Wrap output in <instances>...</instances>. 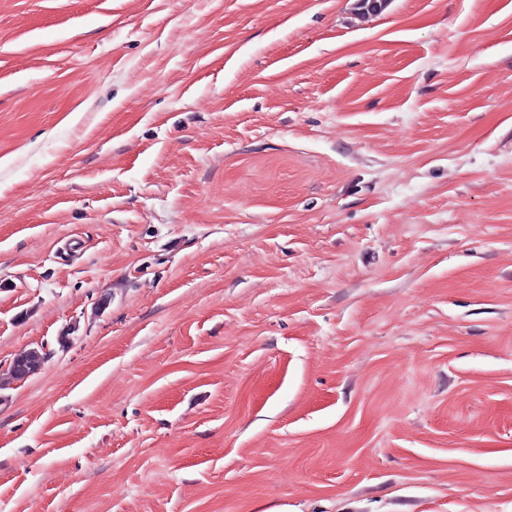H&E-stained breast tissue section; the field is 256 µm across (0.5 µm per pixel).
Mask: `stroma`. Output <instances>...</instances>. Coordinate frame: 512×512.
<instances>
[{
    "mask_svg": "<svg viewBox=\"0 0 512 512\" xmlns=\"http://www.w3.org/2000/svg\"><path fill=\"white\" fill-rule=\"evenodd\" d=\"M0 512H512V0H0Z\"/></svg>",
    "mask_w": 512,
    "mask_h": 512,
    "instance_id": "35a3bbf8",
    "label": "stroma"
}]
</instances>
